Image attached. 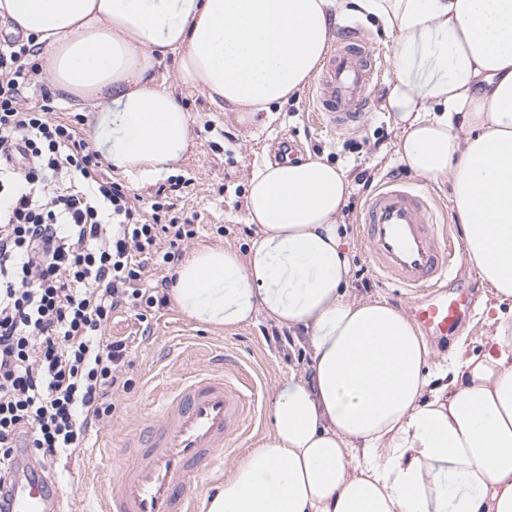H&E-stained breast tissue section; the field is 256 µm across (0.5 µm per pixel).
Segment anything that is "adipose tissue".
<instances>
[{
    "instance_id": "1",
    "label": "adipose tissue",
    "mask_w": 512,
    "mask_h": 512,
    "mask_svg": "<svg viewBox=\"0 0 512 512\" xmlns=\"http://www.w3.org/2000/svg\"><path fill=\"white\" fill-rule=\"evenodd\" d=\"M353 11L393 38L396 152L450 186L492 332L478 353L433 364L404 309L348 290L346 173L311 157L253 164L247 253L197 247L171 299L218 329L265 314L309 363L277 388L270 432L206 510L512 512V0H0L54 91L95 110L112 171L140 186L190 147L177 88L258 123L318 75ZM426 61L437 77L421 76Z\"/></svg>"
}]
</instances>
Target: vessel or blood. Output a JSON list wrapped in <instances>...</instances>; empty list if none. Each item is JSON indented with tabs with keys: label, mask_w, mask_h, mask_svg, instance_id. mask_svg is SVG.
<instances>
[{
	"label": "vessel or blood",
	"mask_w": 512,
	"mask_h": 512,
	"mask_svg": "<svg viewBox=\"0 0 512 512\" xmlns=\"http://www.w3.org/2000/svg\"><path fill=\"white\" fill-rule=\"evenodd\" d=\"M369 37L348 25L313 91L312 109L336 129L361 124L370 110L367 89L382 69ZM433 197L389 178L366 201L361 216L366 252L381 279L413 295V321L438 339L459 333L472 299L457 279L447 225L438 223ZM157 412L128 443L130 464L109 485L102 512H200L191 487L224 472L229 447L250 434L259 387L232 355L195 370L166 388ZM6 512H62L57 482L16 457L0 490Z\"/></svg>",
	"instance_id": "obj_1"
}]
</instances>
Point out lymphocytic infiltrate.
I'll return each instance as SVG.
<instances>
[{"label":"lymphocytic infiltrate","instance_id":"1","mask_svg":"<svg viewBox=\"0 0 512 512\" xmlns=\"http://www.w3.org/2000/svg\"><path fill=\"white\" fill-rule=\"evenodd\" d=\"M34 55L0 40V479L18 449L53 464L111 416L197 235L174 202L138 207L84 134L30 103ZM122 312L136 336H108Z\"/></svg>","mask_w":512,"mask_h":512}]
</instances>
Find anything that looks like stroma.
<instances>
[{
  "mask_svg": "<svg viewBox=\"0 0 512 512\" xmlns=\"http://www.w3.org/2000/svg\"><path fill=\"white\" fill-rule=\"evenodd\" d=\"M349 20L369 35L375 54L385 62L380 81L369 89L371 109L367 119L350 130L331 131L312 112V91L307 88L287 104L272 106L268 120L246 126L236 123L233 113L212 111L200 93H184L182 100L192 119V142L176 173L194 178L195 189L180 203L186 216L201 226L198 244H224L247 252L255 233L254 226L245 221L244 210L251 166L262 159L275 160L279 142H292L300 157L321 158L346 170L353 180L343 219L355 272L349 285L351 293L363 299L382 298L402 307L406 301L401 289L383 282L368 262L359 216L370 192L356 182L364 171L379 182L392 175L407 180L414 177L395 151L401 129L393 114L382 108L394 78L393 41L372 18L353 14ZM462 272L476 303L475 317L459 336L433 344V351L440 357L467 358L484 348L490 334L483 309L490 291L470 265H463ZM153 324V339L134 350L128 370L131 389L112 396L115 409L111 417L89 432V447L121 448L155 413L154 399L162 388L181 375L209 365L222 350L236 352L248 371L264 382L269 394L288 375L305 366L302 350L273 339L275 324L262 315L237 329L224 330L200 325L172 305L159 310ZM49 473L63 489L66 512H96L107 488L105 479L118 476L119 466L82 451L58 460Z\"/></svg>",
  "mask_w": 512,
  "mask_h": 512,
  "instance_id": "35a3bbf8",
  "label": "stroma"
}]
</instances>
